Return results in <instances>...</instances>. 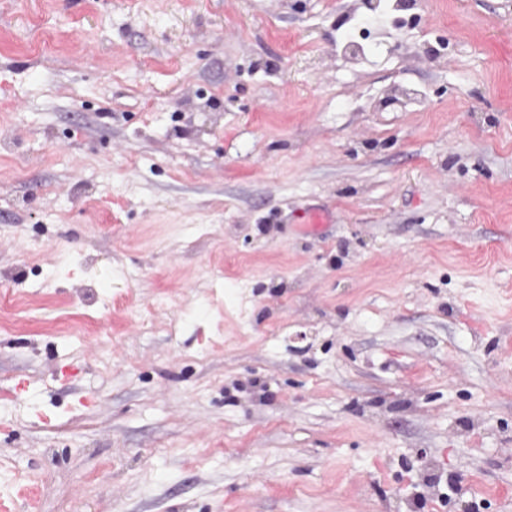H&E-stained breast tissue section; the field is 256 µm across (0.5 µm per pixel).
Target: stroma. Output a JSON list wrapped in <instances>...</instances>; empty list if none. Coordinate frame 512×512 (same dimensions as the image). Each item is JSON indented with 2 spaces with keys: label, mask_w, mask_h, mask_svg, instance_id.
<instances>
[{
  "label": "stroma",
  "mask_w": 512,
  "mask_h": 512,
  "mask_svg": "<svg viewBox=\"0 0 512 512\" xmlns=\"http://www.w3.org/2000/svg\"><path fill=\"white\" fill-rule=\"evenodd\" d=\"M0 512H512V0H0Z\"/></svg>",
  "instance_id": "35a3bbf8"
}]
</instances>
